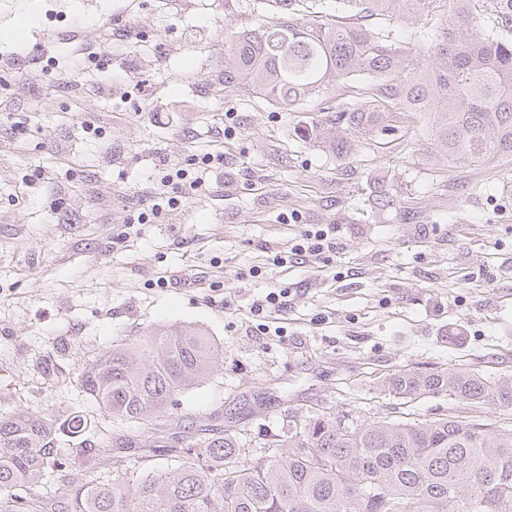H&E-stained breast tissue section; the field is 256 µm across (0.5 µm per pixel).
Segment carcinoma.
<instances>
[{"instance_id": "obj_1", "label": "carcinoma", "mask_w": 512, "mask_h": 512, "mask_svg": "<svg viewBox=\"0 0 512 512\" xmlns=\"http://www.w3.org/2000/svg\"><path fill=\"white\" fill-rule=\"evenodd\" d=\"M305 2L274 0L282 17L237 33L224 55V87L291 111L366 75L378 99L325 107L329 115L304 128L306 138L341 157L350 135L391 132L388 101L424 114L448 158L489 163L512 154V0H452L453 20L422 37L430 42L425 52L367 20L417 23L435 0H336L361 19L355 25L302 21ZM217 356L204 329L182 326L139 347L112 346L83 366L79 385L103 418L139 420L202 383ZM382 391L512 410V374L405 370L385 377ZM85 428L78 416L23 409L0 418V512H512V429L457 416L358 424L344 413L315 414L258 456L226 434L162 470L135 461L116 478L94 469L76 482L56 454L61 437ZM50 478L54 490L25 495Z\"/></svg>"}]
</instances>
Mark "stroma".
I'll return each mask as SVG.
<instances>
[{"label":"stroma","mask_w":512,"mask_h":512,"mask_svg":"<svg viewBox=\"0 0 512 512\" xmlns=\"http://www.w3.org/2000/svg\"><path fill=\"white\" fill-rule=\"evenodd\" d=\"M25 13L42 42L0 39V416L78 415L110 462L147 454L160 469L168 449L227 433L256 449L322 412L512 427L510 411L380 388L405 369L512 373V155L448 160L395 105L392 134L339 157L300 134L319 100L289 112L225 89L231 37L274 21L270 0H0V27ZM208 153L205 191L126 228L173 195L163 175L195 174ZM381 190L395 199L384 211ZM313 224L336 228L327 265L237 280ZM284 286L283 334L254 335L253 300ZM187 324L218 346L207 380L175 409L104 421L79 369Z\"/></svg>","instance_id":"35a3bbf8"}]
</instances>
